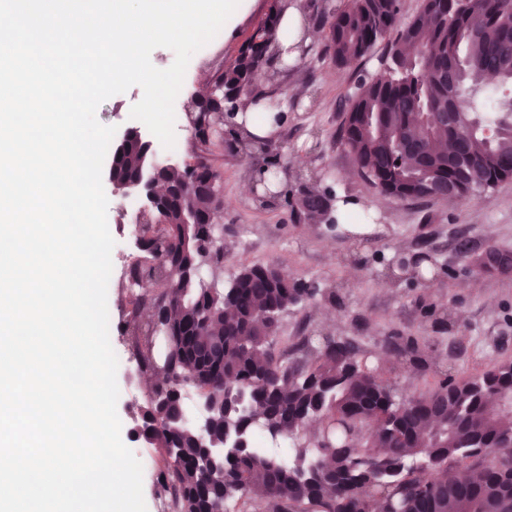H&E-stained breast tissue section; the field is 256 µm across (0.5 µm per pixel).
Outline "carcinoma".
Wrapping results in <instances>:
<instances>
[{"mask_svg":"<svg viewBox=\"0 0 512 512\" xmlns=\"http://www.w3.org/2000/svg\"><path fill=\"white\" fill-rule=\"evenodd\" d=\"M269 22L243 46L216 82L226 89L251 90L268 49L277 38ZM399 0H347L329 15V49L336 63L363 60L395 28ZM390 77L357 72L338 143L350 153L360 177L378 192L423 199L430 182L448 183L464 197L512 179V104L484 116L480 95L494 87L485 80L512 83V0H422L415 19L390 43ZM456 101L467 109L446 125L433 113ZM195 139L203 146L221 123L199 115ZM449 151H437L438 143ZM142 155L133 145L113 161L118 178L135 174ZM212 198L193 195L169 207L166 222L144 219L142 252L148 262L129 274V303L151 306L172 323L176 350L158 355L156 342L136 346L138 370L155 387L141 407V432L161 449L163 465L156 493L169 499L170 512H201L211 489H224V503L239 512H512V420L491 412L483 391L512 383V363L483 374L447 378L400 408L392 391L348 347L332 340L299 344L300 358L286 361L272 351L269 333L278 324L252 321L260 311L279 314L300 303L303 284L276 279L266 266L243 268L224 287L182 268L196 263L208 246L184 224L187 209L205 211ZM207 336L224 337V359L206 361L198 349ZM243 388L258 421L248 427L276 440L286 437L293 453L283 458L251 443L248 451L224 460V469L206 472L199 434L173 427L184 393L204 395L212 409L213 439L240 424L224 416V405ZM315 413L322 425L314 445L302 435L304 418ZM378 428V439L364 435ZM321 461L325 470L306 483L299 474ZM467 476L459 479L460 465Z\"/></svg>","mask_w":512,"mask_h":512,"instance_id":"obj_1","label":"carcinoma"}]
</instances>
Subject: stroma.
I'll return each mask as SVG.
<instances>
[{"mask_svg": "<svg viewBox=\"0 0 512 512\" xmlns=\"http://www.w3.org/2000/svg\"><path fill=\"white\" fill-rule=\"evenodd\" d=\"M336 0H302L318 38L293 64L266 63L258 87L265 102L285 119L270 142L279 165L288 168L282 192H245L253 171L267 154L244 158L221 129L205 157L222 175L224 259L217 274L227 282L242 267L275 265L314 286V300L284 313L272 343L275 355L294 352L302 337H328L349 345L376 369L396 395L416 396L448 377L471 376L493 364L512 362V271H484L458 251L461 242L512 251V180L496 188L444 201L386 200L357 176L351 157L336 142L342 104L352 81V67H339L328 50L327 14ZM271 0H249L242 17L229 19L231 37H216L191 58L175 100L174 132L180 151L174 161L194 162L190 106L198 86L213 84L239 55L268 15ZM307 90L297 98V87ZM143 96L141 87L105 100L98 120L125 131L134 126L130 110ZM332 187L373 217L371 232L353 236L330 224L299 220L291 191L299 181ZM109 193L107 220L115 240L108 293L121 295L120 283L130 263L142 256L136 246L139 217L126 210L125 198ZM358 260V278L349 275ZM419 260L417 277L384 279L400 262ZM119 360L117 412L123 432L135 425L139 406L148 398L131 347L118 332L109 335Z\"/></svg>", "mask_w": 512, "mask_h": 512, "instance_id": "stroma-1", "label": "stroma"}]
</instances>
